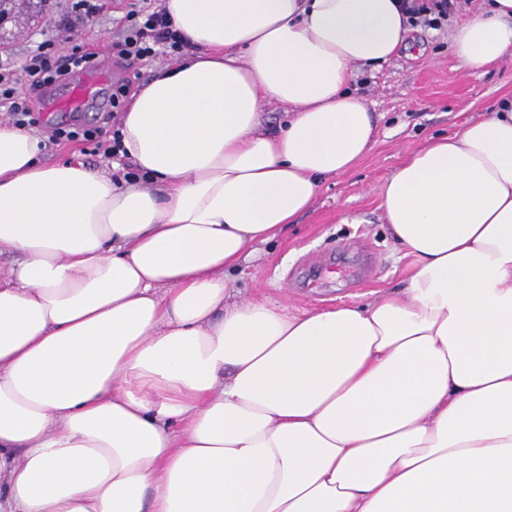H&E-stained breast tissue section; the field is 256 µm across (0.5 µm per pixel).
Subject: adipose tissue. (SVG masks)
Instances as JSON below:
<instances>
[{
  "mask_svg": "<svg viewBox=\"0 0 512 512\" xmlns=\"http://www.w3.org/2000/svg\"><path fill=\"white\" fill-rule=\"evenodd\" d=\"M190 50L134 89L135 177L0 119V512H512V98L381 188L401 290L293 311L225 273L370 150L347 88L399 0H162ZM512 57V0L453 36ZM273 100L293 117L263 128Z\"/></svg>",
  "mask_w": 512,
  "mask_h": 512,
  "instance_id": "1",
  "label": "adipose tissue"
}]
</instances>
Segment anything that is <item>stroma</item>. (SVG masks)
Instances as JSON below:
<instances>
[{
    "mask_svg": "<svg viewBox=\"0 0 512 512\" xmlns=\"http://www.w3.org/2000/svg\"><path fill=\"white\" fill-rule=\"evenodd\" d=\"M0 19V69H17L35 46L52 38L44 0H16ZM131 0H105L96 18L78 22L59 49L98 45L103 93L84 111L57 115V124L100 128L116 84L135 89L150 77L148 64L127 65L113 44L126 25ZM482 0H456L439 30L410 29L407 47L381 70L358 73L353 88L376 125V140L349 171L326 180L312 206L275 239L260 245L229 278L235 299L316 310L366 302L400 289L412 259L392 239L381 209L380 188L397 166L432 137L454 134L467 120L490 115L512 95V63L473 72L463 68L453 44L455 30L472 20Z\"/></svg>",
    "mask_w": 512,
    "mask_h": 512,
    "instance_id": "stroma-1",
    "label": "stroma"
}]
</instances>
